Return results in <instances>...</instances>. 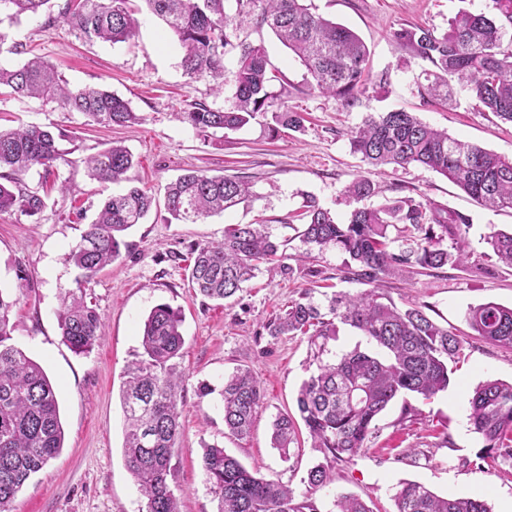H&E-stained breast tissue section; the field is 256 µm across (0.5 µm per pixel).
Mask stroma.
<instances>
[{"label":"stroma","instance_id":"35a3bbf8","mask_svg":"<svg viewBox=\"0 0 512 512\" xmlns=\"http://www.w3.org/2000/svg\"><path fill=\"white\" fill-rule=\"evenodd\" d=\"M307 3L363 39L376 85L352 107L313 92L294 54L258 24L255 14L238 12L236 0H226L225 11L234 18V41L265 44L270 65L281 78L276 86L281 100L307 121L301 131L277 130L270 118L259 116L240 130L219 131L206 139L177 114L193 102L232 110L234 82L229 78L219 89L210 78L184 75L176 37L144 0L130 3L138 23L136 37L115 45L86 42L64 20L51 23L43 14L0 21L7 43L26 44L29 55L53 64L71 87L108 88L129 101L139 117L133 124L105 126L56 104L18 100L0 90V127L37 124L65 131L68 138L60 146L69 153L67 163L51 173L37 168L25 176L27 189L46 192L38 215L0 214V287L17 300L11 316L13 342L45 368L65 433L60 454L25 483L12 512H142L144 499L123 457L120 389L128 364L142 351L141 324L161 303L184 315L185 343L178 360L182 429L169 479L181 512H217L218 497L202 467L204 449L214 444L265 479L286 483L299 494L306 491L307 471L322 461V453L303 433L291 461H282L271 446V432L276 416L296 414L298 390L316 366L314 351L306 337L274 338L263 325L302 292H311L323 305L327 289L361 290L359 284L341 281L344 256L336 247L311 252L295 238L290 224L307 198L316 199L337 221H346L351 207L342 190L364 171L374 189L364 206L422 195L470 216L466 240L474 255L487 254L485 237L491 228L512 229V210L485 209L447 178L421 166L366 169L350 148L351 133L367 114L403 109L454 138L512 158V125L486 112L463 87H456L447 104L427 96L428 62L410 58L391 37L400 27L443 33L460 9L485 13L490 0ZM115 142L136 159L128 182L90 179L85 158ZM189 170L238 177L251 185L254 196L194 224L169 220L162 203L165 188ZM130 184L147 188L158 205L124 236L119 257L86 283L105 335L90 353L79 355L64 343L57 317L62 293L75 289L80 276L69 254L104 201ZM255 222L266 224L272 240L282 244L291 274L261 272L220 303L195 296L180 253L193 243H220L225 225ZM485 265L482 271L448 267L434 277L385 284V293L398 306L426 304L433 320L465 336L467 360L446 392L420 404L418 416L405 418L402 400L389 405L378 418V436L369 451L336 463L331 484L317 492L324 507H331L334 496L348 494L373 512H395L393 494L406 481L444 496L483 497L492 512H501L503 499L512 497V461L484 458L485 443L469 423L468 398L480 382H512V350L472 336L465 321L473 306L494 302L512 307V269L490 259ZM21 271L29 287L21 286ZM239 368L251 369L264 389L252 432L243 440L227 434L218 395L225 376ZM205 385L211 394H202Z\"/></svg>","mask_w":512,"mask_h":512}]
</instances>
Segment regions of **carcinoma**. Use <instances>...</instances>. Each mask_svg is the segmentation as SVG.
Instances as JSON below:
<instances>
[{
  "instance_id": "1",
  "label": "carcinoma",
  "mask_w": 512,
  "mask_h": 512,
  "mask_svg": "<svg viewBox=\"0 0 512 512\" xmlns=\"http://www.w3.org/2000/svg\"><path fill=\"white\" fill-rule=\"evenodd\" d=\"M130 0H65L58 17L87 42L112 44L130 40L136 21ZM149 9L173 32L183 50L180 67L191 79L210 77L223 85L227 48H240L233 73L235 107L231 111L194 103L179 113L206 138L217 130L235 131L258 114H271L277 126L300 130L304 118L288 111L272 90L263 45L230 40L231 19L224 0H145ZM257 13L279 41L301 61L312 78L311 89L331 96L345 107L355 105L372 82L368 51L350 28L310 11L303 0H236ZM490 13L459 10L448 30L436 35L424 27H401L395 41L413 56L431 63L427 92L448 99L452 85L467 88L483 106L512 124V45L504 46L503 31L512 29V0H491ZM52 0H0V12L19 19L51 10ZM17 99L37 98L57 103L105 124L122 126L137 119L130 103L96 86L71 88L38 57L14 68L0 67V86ZM40 125L0 129V169L9 184L0 183V212L32 217L45 200L22 188L23 176L69 163L57 138ZM353 152L372 167L420 165L455 183L490 210L512 209V159L448 136L415 115L392 110L367 116L352 132ZM91 177L112 183L126 179L134 165L132 152L115 142L85 160ZM373 192L370 181L356 176L344 187L346 202H358ZM254 196L250 184L228 176L190 170L170 183L165 207L172 219L195 223L222 213ZM153 198L133 186L104 202L96 218L85 225L69 258L88 282L120 255L121 236L151 210ZM297 237L310 248L334 245L347 255L342 279L366 289L337 293L327 311L307 295L288 304L283 314L265 324L271 336H306L326 351L338 325L357 329L373 349H356L332 362H319L301 385L297 409L312 447L323 461L307 471L309 487L301 496L288 485L266 480L245 467L224 448L204 449L203 469L219 499L218 512H323L313 494L330 482L336 462H349L368 451L377 437V420L391 402L412 395L429 401L448 389L451 375L466 361L464 339L430 318L427 305L397 306L383 283L415 275L436 276L447 266H466L467 215L420 197L388 199L372 207H355L347 221L336 222L315 200L299 214ZM486 243L502 266L512 268V231L493 230ZM279 246L263 224H227L224 241L191 246L189 281L205 299L226 300L242 290L263 264L280 260ZM15 300L0 288V512H9L16 494L63 448L64 430L56 391L45 369L12 343L10 313ZM466 321L485 342L512 349V307L485 303L471 307ZM181 310L154 306L142 327V352L128 367L120 398L124 413L123 454L128 470L146 498V512H180L170 487L171 459L181 434L180 374L175 359L185 340ZM64 342L77 354H87L104 336V324L85 289L64 294L59 311ZM224 427L239 439L247 437L262 406L264 390L248 368L224 378L220 391ZM470 422L485 442L487 456L512 458V383L486 380L469 399ZM297 420L288 414L273 422L272 447L282 461L291 459L297 441ZM396 512H490L473 497L439 496L422 483L409 481L393 495ZM333 512H373L363 501L338 495Z\"/></svg>"
}]
</instances>
